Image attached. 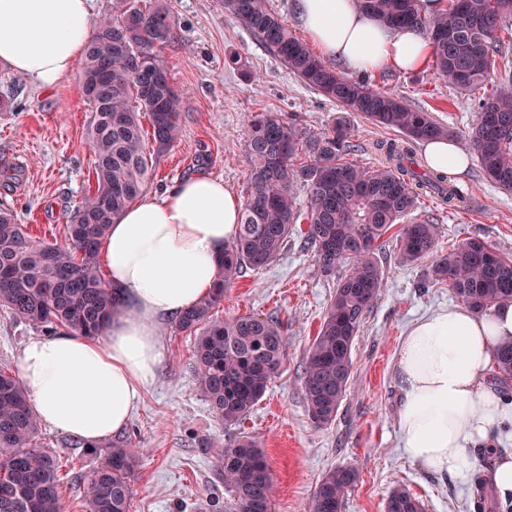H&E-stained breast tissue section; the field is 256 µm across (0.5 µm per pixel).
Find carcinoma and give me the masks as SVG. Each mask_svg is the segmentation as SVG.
<instances>
[{
    "label": "carcinoma",
    "mask_w": 512,
    "mask_h": 512,
    "mask_svg": "<svg viewBox=\"0 0 512 512\" xmlns=\"http://www.w3.org/2000/svg\"><path fill=\"white\" fill-rule=\"evenodd\" d=\"M224 11L250 30L310 88L336 103L340 113L325 132L307 134L276 112H250L245 150L250 158L247 197L238 236L224 247L214 292L175 321L180 332L199 333L194 368L212 410L232 426L263 397L285 355L284 327L273 317L232 315L214 320L210 310L248 269L265 268L294 234V188L308 192L305 244L326 272L351 265L336 285L319 331L310 344L302 389L309 417L332 420L345 397L351 353L366 314L380 296L383 278L374 261L391 227L435 196L455 206L464 197L451 177L420 168L412 144L446 138L450 130L430 113L409 107L398 94L374 89L328 63L275 13L269 0H222ZM383 25L424 30L438 78L460 93L478 96L466 143L484 174L512 190V67L503 62L504 35L512 36V0H450L434 18L417 0H360ZM173 21L158 0L142 9L120 0L100 20L82 59V78H96L89 150L95 185L68 218L64 243L38 241L13 211L0 208V306L18 320L57 335H101L123 314L122 304L99 265V244L113 219L143 192L153 161L143 147L147 115L157 148L179 134L181 95L159 51L171 43ZM400 132L404 139L379 142V162L363 167L347 159L351 118ZM435 225L415 219L404 226L397 257L415 263L433 253ZM431 280L448 284L462 303L479 312L512 303V257L480 238L466 239L437 257ZM496 379L509 397L512 340L494 355ZM38 423L23 381L0 368V512H60L59 458L37 442ZM96 468L71 477L83 488L84 512H130L137 450L117 440L100 450ZM466 507H495L489 452L477 449ZM215 478L230 500L215 512H271L273 477L267 460L247 436L217 454ZM357 480L351 466L329 471L315 488L307 512H343ZM384 512H426L408 490L392 489Z\"/></svg>",
    "instance_id": "obj_1"
}]
</instances>
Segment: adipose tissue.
<instances>
[{
	"instance_id": "obj_1",
	"label": "adipose tissue",
	"mask_w": 512,
	"mask_h": 512,
	"mask_svg": "<svg viewBox=\"0 0 512 512\" xmlns=\"http://www.w3.org/2000/svg\"><path fill=\"white\" fill-rule=\"evenodd\" d=\"M293 11L321 54L352 73L410 71L429 52L423 31L383 26L357 0H294ZM92 29L91 0H0V63L53 86L82 58ZM241 210L223 181L196 177L162 197H140L113 220L100 255L125 312L107 327L106 342L64 334L31 339L21 351L42 422L88 443L128 424L164 357L162 323L211 294ZM509 339L512 304L484 314L451 305L402 336L397 424L412 462L458 476L473 471L472 449H493L504 414L494 350Z\"/></svg>"
}]
</instances>
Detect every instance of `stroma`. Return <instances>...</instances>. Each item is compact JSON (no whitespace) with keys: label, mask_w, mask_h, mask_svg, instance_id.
<instances>
[{"label":"stroma","mask_w":512,"mask_h":512,"mask_svg":"<svg viewBox=\"0 0 512 512\" xmlns=\"http://www.w3.org/2000/svg\"><path fill=\"white\" fill-rule=\"evenodd\" d=\"M175 21V37L161 55L172 84L182 94L180 135L158 150L147 192L162 195L177 181L193 176L223 180L243 194L250 170L245 152V116L269 111L309 133L331 127L339 109L306 87L245 26L226 14L221 0H161ZM373 88L404 97L412 108L451 130L468 133L475 116L474 97L449 88L431 65L402 73L372 71ZM13 109L0 112V205L12 208L30 235L63 241L69 215L92 183L87 149L90 108L82 94L80 69L43 89L0 65V98ZM470 201L465 208H440L425 199L420 217H433L436 250L470 237L512 256V191L485 177L478 160L455 175ZM393 226L374 260L385 286L369 310L352 347V371L335 417L315 425L307 411L301 381L308 347L315 338L339 278L348 264L324 273L301 237L263 270L246 271L210 311L212 317L274 316L285 328L286 353L261 401L239 425L225 426L206 401L193 368V337L165 321V356L143 402L120 432L139 459L130 512H206L223 499L214 479L217 446L233 435L255 440L274 478L272 512H305L314 489L332 469L354 466L358 479L344 512H384L393 487L423 501L427 512H464L470 480L441 476L414 464L400 446L397 412L401 391L395 364L400 340L417 319L455 304L447 284L430 283V259L400 263ZM41 331L16 320L0 307V367L19 374L25 344ZM38 443L55 451L67 471H88L99 463L85 444L58 429L40 426Z\"/></svg>","instance_id":"35a3bbf8"}]
</instances>
